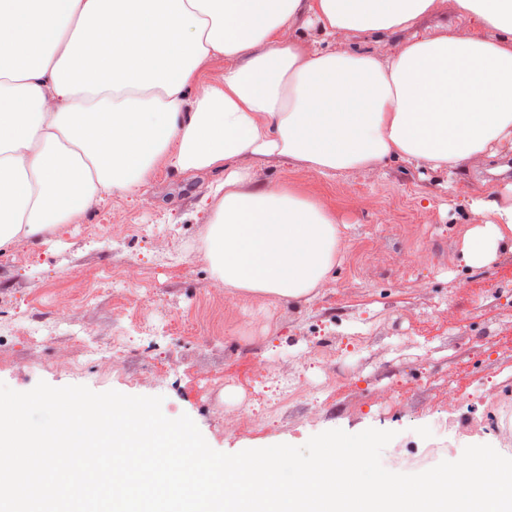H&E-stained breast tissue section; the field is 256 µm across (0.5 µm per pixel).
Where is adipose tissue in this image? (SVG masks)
Here are the masks:
<instances>
[{"mask_svg":"<svg viewBox=\"0 0 512 512\" xmlns=\"http://www.w3.org/2000/svg\"><path fill=\"white\" fill-rule=\"evenodd\" d=\"M445 5L472 25L393 54L332 49L393 35ZM51 24L48 50H0V249L39 242L103 196L134 193L157 163L224 171L204 234L212 273L245 295L309 301L341 252L335 214L249 162L283 157L328 175L392 158L475 170L512 144V0H39L0 27ZM314 45L285 41L298 24ZM223 60L218 85L198 79ZM464 260L512 248V196L489 195Z\"/></svg>","mask_w":512,"mask_h":512,"instance_id":"1","label":"adipose tissue"}]
</instances>
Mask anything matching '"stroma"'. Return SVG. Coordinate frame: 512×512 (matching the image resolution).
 Returning a JSON list of instances; mask_svg holds the SVG:
<instances>
[{"label":"stroma","instance_id":"obj_1","mask_svg":"<svg viewBox=\"0 0 512 512\" xmlns=\"http://www.w3.org/2000/svg\"><path fill=\"white\" fill-rule=\"evenodd\" d=\"M251 167L255 184L298 186L336 214L342 260L311 301L275 304L229 293L224 314L235 319L234 331L204 342L190 329L149 336L109 376L90 360L75 372L57 367L54 354L68 343L65 330L51 341L23 346L21 333L49 322L55 299L69 293L76 275L106 268L134 267L136 280L150 284L145 301L152 319L174 315L188 326L198 319L205 296L222 285L197 255L216 204L212 190L224 173L177 175L160 166L141 192L104 197L38 243L0 252V326L17 329L0 335V382L20 392L44 381L159 396L166 417L190 416L213 449L229 454L300 446L327 430L357 434L384 423L400 434L413 432L418 454L410 457L395 447L382 451L384 459H395V471L413 473L436 466L450 446L482 444L480 432L461 421L512 404V251L470 268L462 249L467 229L491 219L480 199L512 187V145H503L491 164L469 174L402 159L372 172L331 175L283 158H256ZM137 219L156 225L157 239L135 234ZM93 292L75 323L111 334L118 312L108 286L96 284ZM361 319L371 332L368 345L337 357L334 386L322 408L300 399L275 428L228 434L220 415L223 392L207 399L195 390V377L220 375L232 380L235 396H243L260 364L290 362L305 355L316 337L346 335ZM152 358L173 365L158 383L146 373ZM433 408L446 409L456 427L450 439L431 447L423 433Z\"/></svg>","mask_w":512,"mask_h":512}]
</instances>
